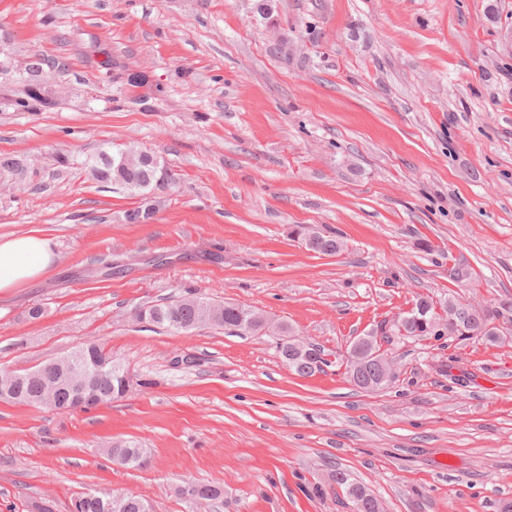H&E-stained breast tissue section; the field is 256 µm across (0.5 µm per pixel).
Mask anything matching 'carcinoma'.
Wrapping results in <instances>:
<instances>
[{"mask_svg": "<svg viewBox=\"0 0 512 512\" xmlns=\"http://www.w3.org/2000/svg\"><path fill=\"white\" fill-rule=\"evenodd\" d=\"M122 152L114 154L101 150L97 154L86 158L84 166L92 178L102 184L118 186L132 194L147 197L156 190H162L176 182L174 173L163 159L153 154L145 162L135 167L120 166ZM0 169L11 174L17 182H28L36 171L27 166L25 161L16 156L0 155ZM342 242L334 234H320L314 242V252L325 255L336 252ZM206 299L190 291L181 299L167 304L149 306L144 309L145 319L175 331H190L198 328L215 327L241 333L255 334L262 330L255 320L256 311L250 307L236 304H220L221 311L215 320H202L204 308L202 304ZM443 306L456 309L463 332L458 339L468 340L471 333L476 332L486 340L495 339L493 332L487 330L494 321L504 317L505 313L512 312L511 304H503L496 309H482L474 312L469 306L459 300L450 298L441 302ZM295 339L282 338L278 342L281 356L288 366L299 376H310L322 369L326 364L321 358L323 351L312 348L306 353L294 349ZM381 367L373 353H368L365 362L357 370L347 373L349 380L359 388L372 390L380 376ZM62 375L59 365L47 361L34 371L18 376L7 392H0V401L24 404L28 406H41L44 383ZM124 369L114 364L112 371L100 372L92 375L91 389L96 393L98 401L102 404L112 402L125 395L127 390L124 380ZM59 406L67 411L84 410L76 392L68 385L63 384L58 389ZM108 456L112 462L127 468H140L147 460V449L135 444H111L107 447ZM336 483L345 488L346 494L356 508V512H379L378 499L363 484L351 479L350 474L336 471ZM187 493L199 501H215L223 496L221 487L212 484H193ZM149 502L134 494L117 496L116 507L107 508L106 499L99 498L96 491L86 492L76 497L72 502V512H147Z\"/></svg>", "mask_w": 512, "mask_h": 512, "instance_id": "obj_1", "label": "carcinoma"}]
</instances>
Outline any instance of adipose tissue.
Segmentation results:
<instances>
[{"mask_svg":"<svg viewBox=\"0 0 512 512\" xmlns=\"http://www.w3.org/2000/svg\"><path fill=\"white\" fill-rule=\"evenodd\" d=\"M57 259L54 241L40 231L0 235V292L39 279Z\"/></svg>","mask_w":512,"mask_h":512,"instance_id":"1","label":"adipose tissue"}]
</instances>
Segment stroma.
I'll return each mask as SVG.
<instances>
[{
    "mask_svg": "<svg viewBox=\"0 0 512 512\" xmlns=\"http://www.w3.org/2000/svg\"><path fill=\"white\" fill-rule=\"evenodd\" d=\"M254 6L0 0V155L37 171L0 175V235L38 229L59 254L0 294V370L95 341L130 379L87 410L0 402V512H70L95 490L153 512H353L339 470L385 512L512 502V328L390 337L401 377L368 392L336 364L296 375L272 335L134 319L193 290L333 354L421 297L512 303V0ZM33 56L51 105L25 112ZM106 142L175 173L152 223L126 219L141 196L84 171ZM298 225L341 253L304 250ZM121 442L147 465L114 464L104 448ZM208 482L222 499L183 492ZM0 169L7 171L11 174L12 179L16 182L26 183L37 172L27 164L22 158L16 156H2L0 155Z\"/></svg>",
    "mask_w": 512,
    "mask_h": 512,
    "instance_id": "1",
    "label": "stroma"
}]
</instances>
